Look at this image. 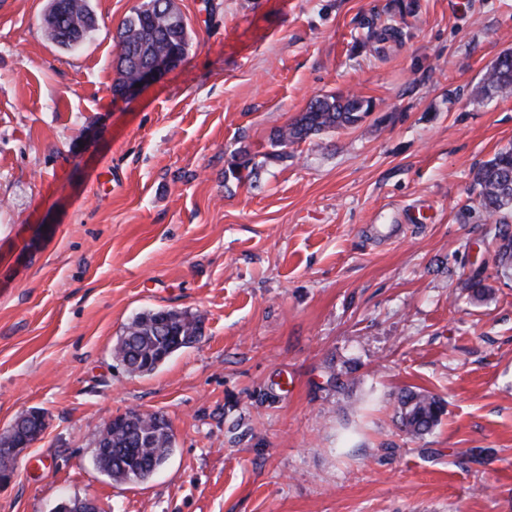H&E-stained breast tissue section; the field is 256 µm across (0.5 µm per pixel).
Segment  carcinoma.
I'll list each match as a JSON object with an SVG mask.
<instances>
[{"label": "carcinoma", "mask_w": 512, "mask_h": 512, "mask_svg": "<svg viewBox=\"0 0 512 512\" xmlns=\"http://www.w3.org/2000/svg\"><path fill=\"white\" fill-rule=\"evenodd\" d=\"M49 36L59 46L73 48L96 29L90 0H51L44 18ZM117 77L112 90L134 79L158 57L184 60L190 35L174 0H146L124 20L118 34ZM502 64L487 69L482 90L502 97L512 95V50L503 52ZM372 111L371 101L354 93L331 94L310 101L305 112L277 129L271 138L273 160L288 158L284 148L323 132L358 125ZM479 204L487 218L500 225L501 244L493 258L497 277H512V148L498 152L480 166L473 179ZM202 336L199 316L173 309H155L129 321L113 347V357L129 373L150 374L174 353L177 340L189 347ZM445 411L442 399L422 391L406 390L396 406V423L410 439L420 438L438 425ZM174 435L165 417L157 412L130 411L99 430L94 446L97 467L116 483L144 482L154 474L153 464L167 459Z\"/></svg>", "instance_id": "carcinoma-1"}]
</instances>
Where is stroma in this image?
I'll use <instances>...</instances> for the list:
<instances>
[{"label":"stroma","mask_w":512,"mask_h":512,"mask_svg":"<svg viewBox=\"0 0 512 512\" xmlns=\"http://www.w3.org/2000/svg\"><path fill=\"white\" fill-rule=\"evenodd\" d=\"M141 3L91 0L67 50L47 0H0V435L46 419L0 512H512V279L486 266L473 189L512 146V96L477 93L512 0H175L186 59L125 99L116 34ZM348 92L363 122L267 159L312 98ZM158 308L202 336L130 374L113 345ZM404 388L446 404L414 441ZM130 410L175 442L116 484L93 442Z\"/></svg>","instance_id":"35a3bbf8"}]
</instances>
